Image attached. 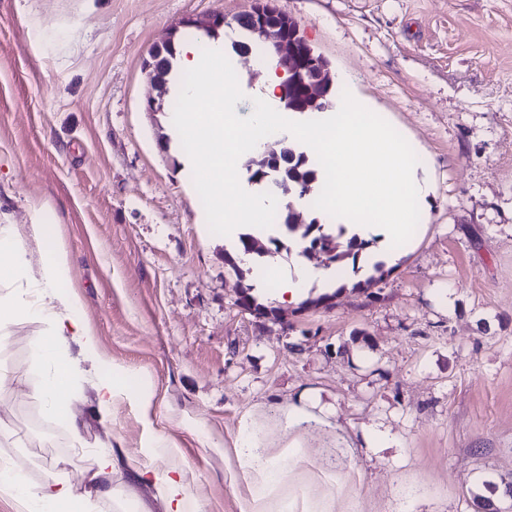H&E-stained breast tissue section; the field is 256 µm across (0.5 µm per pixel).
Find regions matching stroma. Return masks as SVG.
Here are the masks:
<instances>
[{
    "label": "stroma",
    "mask_w": 512,
    "mask_h": 512,
    "mask_svg": "<svg viewBox=\"0 0 512 512\" xmlns=\"http://www.w3.org/2000/svg\"><path fill=\"white\" fill-rule=\"evenodd\" d=\"M253 0H0V224L18 225L39 274L33 222L49 225L71 263L64 290L83 300L95 359L78 345L80 436L46 420L32 390L31 336L0 344V463L30 487L58 475L83 486L101 452L119 462L118 499L90 512H134L157 488L133 467L184 485V512H239L231 451L244 421L266 428L271 454L288 406L328 412L305 432L294 483L331 488L346 459L339 435L373 427L397 446L358 449L361 512H404L397 481L421 485L415 512H475L474 496L512 479V0H276L350 90L416 152L428 193L424 228L400 246L385 280L344 267L330 305L237 303L229 244L212 234L192 163L143 62L193 19L226 22ZM128 390L101 408V377Z\"/></svg>",
    "instance_id": "1"
}]
</instances>
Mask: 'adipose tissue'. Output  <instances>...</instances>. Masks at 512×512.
Masks as SVG:
<instances>
[{"mask_svg":"<svg viewBox=\"0 0 512 512\" xmlns=\"http://www.w3.org/2000/svg\"><path fill=\"white\" fill-rule=\"evenodd\" d=\"M44 249L41 275L37 280L28 277L29 259L25 243L16 225H0V281L9 286L7 294L0 295V343L9 338L11 326L36 322L42 329L31 340L37 357L47 371L36 388V395L49 418L66 422L72 434H79L80 425L72 408L71 383L78 370L77 363L65 348L77 344L85 350L93 349L94 342L79 312L80 298L73 293L60 291L59 283L69 270V255L58 242L41 238ZM259 281L274 277L275 296L291 302L306 296L313 283L328 288L338 287L332 269L297 259L295 271L278 266L256 268ZM319 416L299 406L289 407L281 420V430L288 444L277 455H270L261 441V427L244 422L233 445L248 486L240 512H266L265 499L276 487L293 478L304 457L299 451L297 436L310 425L319 423ZM7 474V481H0V490L6 492L17 504L20 512H85L86 496L63 480L46 482L39 492H32L24 476L0 464V474Z\"/></svg>","mask_w":512,"mask_h":512,"instance_id":"ef3b65f1","label":"adipose tissue"}]
</instances>
